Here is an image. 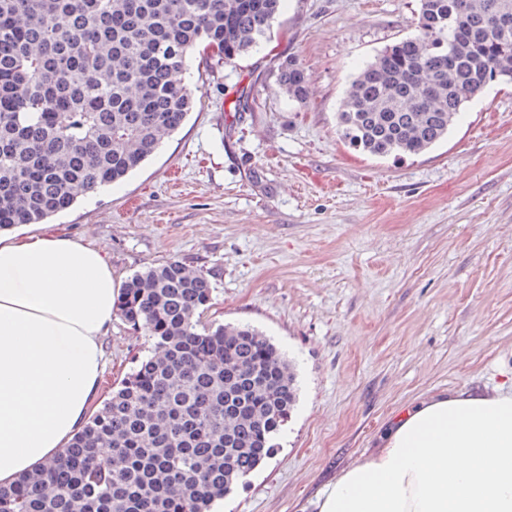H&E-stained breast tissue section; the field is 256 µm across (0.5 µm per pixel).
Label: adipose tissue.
<instances>
[{
	"instance_id": "1",
	"label": "adipose tissue",
	"mask_w": 512,
	"mask_h": 512,
	"mask_svg": "<svg viewBox=\"0 0 512 512\" xmlns=\"http://www.w3.org/2000/svg\"><path fill=\"white\" fill-rule=\"evenodd\" d=\"M117 289L103 252L0 236V486L66 448L107 358ZM316 512H512V389L423 400L327 485Z\"/></svg>"
}]
</instances>
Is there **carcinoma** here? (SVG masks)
<instances>
[{
	"mask_svg": "<svg viewBox=\"0 0 512 512\" xmlns=\"http://www.w3.org/2000/svg\"><path fill=\"white\" fill-rule=\"evenodd\" d=\"M282 0H0V233L122 182L178 132L195 58L262 47ZM416 33L351 79L337 130L373 157L420 155L467 103L512 82V0H419ZM279 93L309 79L281 63ZM208 277L173 260L127 278L117 317L151 353L63 453L8 486L0 512H209L273 455L297 401L294 365L255 327L205 321ZM102 447L111 456L99 454Z\"/></svg>",
	"mask_w": 512,
	"mask_h": 512,
	"instance_id": "1",
	"label": "carcinoma"
}]
</instances>
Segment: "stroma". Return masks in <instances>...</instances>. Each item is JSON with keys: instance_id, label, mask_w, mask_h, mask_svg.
Instances as JSON below:
<instances>
[{"instance_id": "stroma-1", "label": "stroma", "mask_w": 512, "mask_h": 512, "mask_svg": "<svg viewBox=\"0 0 512 512\" xmlns=\"http://www.w3.org/2000/svg\"><path fill=\"white\" fill-rule=\"evenodd\" d=\"M419 0H283L271 39L199 72L186 123L125 181L15 234L95 243L116 284L178 260L214 288L207 320L248 323L293 360L278 449L224 512H314L340 471L421 399L512 386V84L469 102L445 141L377 158L336 112L362 63L414 34ZM295 58L298 104L277 91ZM115 321L97 401L141 357ZM279 93L288 100L303 103L309 93V79L302 66L293 59L281 63L277 78Z\"/></svg>"}]
</instances>
